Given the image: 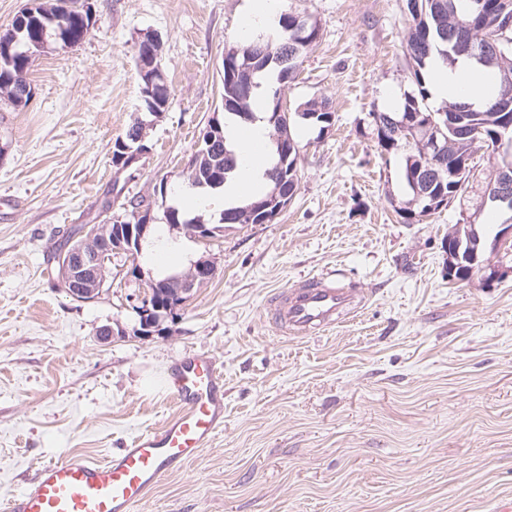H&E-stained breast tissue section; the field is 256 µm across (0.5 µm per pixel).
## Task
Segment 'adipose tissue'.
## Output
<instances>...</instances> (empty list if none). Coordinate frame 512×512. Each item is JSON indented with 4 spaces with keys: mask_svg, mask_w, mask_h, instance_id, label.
<instances>
[{
    "mask_svg": "<svg viewBox=\"0 0 512 512\" xmlns=\"http://www.w3.org/2000/svg\"><path fill=\"white\" fill-rule=\"evenodd\" d=\"M491 81L485 68L463 60L456 67L436 63L430 74V87L435 102L467 95L478 103L487 98ZM266 96L264 90L254 95L252 120L232 121L227 137L236 155L234 175L222 188L206 194L185 193L181 196L184 210L195 212L205 209L228 208L242 204L269 191L271 182L266 172L269 167V129L264 119Z\"/></svg>",
    "mask_w": 512,
    "mask_h": 512,
    "instance_id": "adipose-tissue-1",
    "label": "adipose tissue"
}]
</instances>
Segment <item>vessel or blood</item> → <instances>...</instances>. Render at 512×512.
Masks as SVG:
<instances>
[{
	"label": "vessel or blood",
	"mask_w": 512,
	"mask_h": 512,
	"mask_svg": "<svg viewBox=\"0 0 512 512\" xmlns=\"http://www.w3.org/2000/svg\"><path fill=\"white\" fill-rule=\"evenodd\" d=\"M356 290L333 274L308 277L272 295L267 312L283 336L304 337L336 326L361 305ZM166 385L177 405L159 427L143 431L101 460L72 457L39 463L27 487L5 501V512H137L169 473L195 459L224 428V386L214 357L180 361Z\"/></svg>",
	"instance_id": "1"
}]
</instances>
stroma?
<instances>
[{"label":"stroma","instance_id":"35a3bbf8","mask_svg":"<svg viewBox=\"0 0 512 512\" xmlns=\"http://www.w3.org/2000/svg\"><path fill=\"white\" fill-rule=\"evenodd\" d=\"M249 0H94L96 23L66 52L33 61L28 107L0 101V502L37 463L103 459L173 414L170 367L211 354L224 374V429L167 475L138 512H506L512 507V253L480 217L482 264L448 277L451 203L403 223L399 155L380 152L372 113L414 89L403 55L405 0H281L319 37L282 88L289 112L329 101L327 130L297 120L300 184L267 224H228L204 246L165 219L196 145L224 115L225 47ZM161 41L169 103L149 115L137 51ZM145 120L129 178L112 144ZM153 201L152 227L187 260L217 267L166 331L133 336L155 248L112 259L93 302L58 286L48 257L79 224ZM111 210H104V201ZM332 270L365 292L350 321L301 339L264 314L269 296ZM118 334L99 339V326Z\"/></svg>","mask_w":512,"mask_h":512}]
</instances>
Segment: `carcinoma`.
Returning <instances> with one entry per match:
<instances>
[{"mask_svg":"<svg viewBox=\"0 0 512 512\" xmlns=\"http://www.w3.org/2000/svg\"><path fill=\"white\" fill-rule=\"evenodd\" d=\"M509 5L512 12V0H406L404 55L411 62V79L415 89L404 98L400 109L396 112H380L373 124L377 146L384 152L402 154V182L408 200L406 206L399 208L400 217L406 221H420L433 215L430 205L438 196L451 195L450 201L463 200L472 195V210L462 218L463 223H471V219H479L485 210L484 197L491 184L499 178V164L503 159L494 152H488L490 170L481 176V181L469 179L465 173L454 180L456 188H448V168L434 166V173L429 174L426 168L435 159L433 149L429 146L430 138L419 128V113H432L425 101L430 96L425 75L430 66L441 61L452 67L462 58L454 50L451 36L454 32L467 28L483 30L486 35H494L500 28L503 5ZM20 26L21 43L17 45L18 54L12 57V64L0 66V100L7 101L15 109L21 108L17 94L22 86L28 84L27 73L32 58L25 55L27 44L33 41H55L60 48L68 44H79L86 33L81 31L77 0H58L52 7L39 6L35 15L23 19L16 18L12 26ZM319 27L307 18L291 12L283 13L279 19V28L273 41H253L248 44L230 46L225 53L230 55L224 63V112L236 117H250L252 97L257 89L258 78L267 73L276 74L277 81L285 83L291 78L302 63L305 50L318 38ZM250 60L246 68L240 64ZM497 80L494 93L479 106L463 113L464 123L481 126L487 133L490 144L498 131V108L500 98L505 92L503 72L512 74V45L505 52L491 57L483 63ZM275 105H270L266 115L269 136L283 137L282 146L288 152V162L284 172L279 174L282 180V195L288 196L283 204L291 202L296 194L300 174L297 166L299 148L288 132L285 116L275 117ZM304 112L313 114L310 118L315 124L325 126L321 117L334 115L329 104L311 102L306 104ZM438 143L446 146L449 158L465 166H470L476 145L466 139L455 136L450 130L437 135ZM236 167V157L227 141L213 144L206 158L190 170L188 179H227ZM270 194L255 197L245 205L232 208L243 224H264L263 213L248 211L246 207L266 202ZM151 201L144 196H132L125 200V217L121 223L127 224L134 219V214L141 208H147Z\"/></svg>","mask_w":512,"mask_h":512,"instance_id":"1","label":"carcinoma"}]
</instances>
